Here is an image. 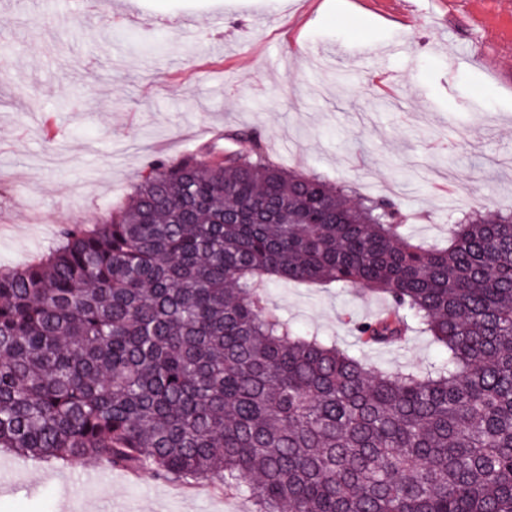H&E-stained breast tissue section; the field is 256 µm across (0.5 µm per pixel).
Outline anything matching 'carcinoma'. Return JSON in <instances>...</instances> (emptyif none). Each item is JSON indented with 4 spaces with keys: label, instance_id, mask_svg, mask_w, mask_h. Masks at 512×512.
<instances>
[{
    "label": "carcinoma",
    "instance_id": "cac0c4a2",
    "mask_svg": "<svg viewBox=\"0 0 512 512\" xmlns=\"http://www.w3.org/2000/svg\"><path fill=\"white\" fill-rule=\"evenodd\" d=\"M238 137L155 157L100 223L0 271V448L217 479L254 512H512V210L426 247L397 199ZM279 281L382 294L353 335L440 356L370 366L283 318Z\"/></svg>",
    "mask_w": 512,
    "mask_h": 512
}]
</instances>
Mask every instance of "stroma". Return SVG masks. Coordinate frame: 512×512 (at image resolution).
Returning a JSON list of instances; mask_svg holds the SVG:
<instances>
[{
	"mask_svg": "<svg viewBox=\"0 0 512 512\" xmlns=\"http://www.w3.org/2000/svg\"><path fill=\"white\" fill-rule=\"evenodd\" d=\"M139 27L113 34L70 4L0 10V268L92 224L156 155L190 154L207 127L257 130L286 168L398 199L411 234L439 243L461 209L512 207V0H105ZM194 17L188 29L182 17ZM299 329L334 335L388 370L437 356L430 337L359 346L353 321L387 307L355 289L275 284ZM98 463L0 451V512H247L215 484L184 489Z\"/></svg>",
	"mask_w": 512,
	"mask_h": 512,
	"instance_id": "obj_1",
	"label": "stroma"
}]
</instances>
